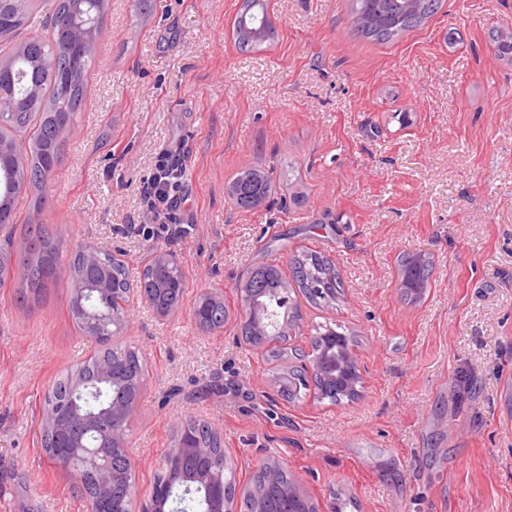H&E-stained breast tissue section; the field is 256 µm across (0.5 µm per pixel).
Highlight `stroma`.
<instances>
[{"label":"stroma","instance_id":"1","mask_svg":"<svg viewBox=\"0 0 512 512\" xmlns=\"http://www.w3.org/2000/svg\"><path fill=\"white\" fill-rule=\"evenodd\" d=\"M242 0H105L87 91L63 163L15 201L12 251L44 224L61 256L94 241L131 272L155 249L186 283L174 314L130 306L127 340L147 363L127 452L146 498L188 420L216 425L238 484L283 461L317 512H512V0H441L381 43L352 29L351 0H269L273 41L241 49ZM184 152L181 236L138 235L139 189L157 153ZM258 167L265 204L227 193ZM42 205H35V198ZM308 247L333 260L339 300L301 302L290 343L336 322L353 339L358 394L285 400L265 349L239 330L250 269L289 270ZM433 271L423 299L400 288L399 260ZM229 315L203 331L206 293ZM0 288V512H88L40 445L53 382L94 351L60 271L39 306Z\"/></svg>","mask_w":512,"mask_h":512}]
</instances>
